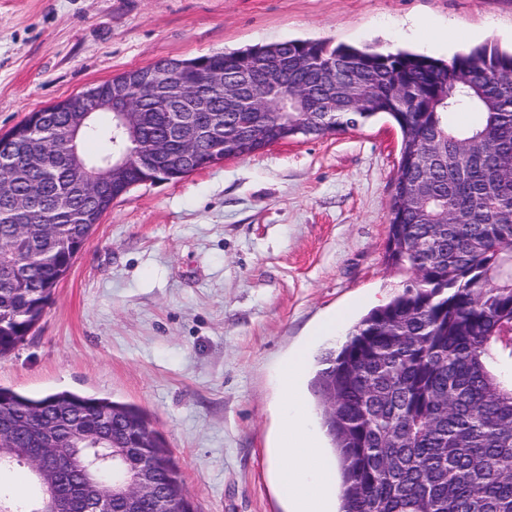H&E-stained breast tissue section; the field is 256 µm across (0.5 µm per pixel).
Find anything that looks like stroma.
I'll list each match as a JSON object with an SVG mask.
<instances>
[{
  "label": "stroma",
  "instance_id": "obj_1",
  "mask_svg": "<svg viewBox=\"0 0 512 512\" xmlns=\"http://www.w3.org/2000/svg\"><path fill=\"white\" fill-rule=\"evenodd\" d=\"M460 27L458 42L445 38ZM288 39L444 60L512 48V0H0V134L29 112L164 58ZM386 117L298 137L116 199L0 387L145 410L196 512H288L278 368L336 343L409 275L387 263L399 166Z\"/></svg>",
  "mask_w": 512,
  "mask_h": 512
}]
</instances>
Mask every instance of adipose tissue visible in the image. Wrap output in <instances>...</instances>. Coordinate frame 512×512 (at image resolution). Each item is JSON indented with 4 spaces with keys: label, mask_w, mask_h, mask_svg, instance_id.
Listing matches in <instances>:
<instances>
[{
    "label": "adipose tissue",
    "mask_w": 512,
    "mask_h": 512,
    "mask_svg": "<svg viewBox=\"0 0 512 512\" xmlns=\"http://www.w3.org/2000/svg\"><path fill=\"white\" fill-rule=\"evenodd\" d=\"M307 370L303 351H295L281 364V421L277 455L281 462L280 491L292 512H332L336 493L331 463L308 424L307 407L298 381Z\"/></svg>",
    "instance_id": "ef3b65f1"
}]
</instances>
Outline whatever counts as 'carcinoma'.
<instances>
[{
    "label": "carcinoma",
    "mask_w": 512,
    "mask_h": 512,
    "mask_svg": "<svg viewBox=\"0 0 512 512\" xmlns=\"http://www.w3.org/2000/svg\"><path fill=\"white\" fill-rule=\"evenodd\" d=\"M212 64L239 82L245 105L224 106L207 69L163 78V98L131 82L141 112L137 138L116 137L112 121L91 117L73 141L67 114L41 109L16 127L20 159L39 161L13 177L34 195L19 214L0 197V256L21 276L0 280V356L21 344L53 289L109 210L72 172L124 148L173 140L174 118L191 106L177 90L191 81L224 112V153L247 158L244 143L259 113L273 111L263 90L276 72L309 106L271 118L269 141L355 129L384 114L399 130L400 161L388 224L387 260L412 279L370 310L345 341L319 358L314 395L324 408L342 473L340 512H512V51L482 45L450 61L370 47L284 40L224 52ZM454 112L475 120L449 123ZM88 141L101 143L94 157ZM58 437L52 484L28 471L31 490L0 480V512H44L65 497L75 512H193L179 469L149 416L107 398L63 391L40 398L0 387V477L29 464Z\"/></svg>",
    "instance_id": "obj_1"
}]
</instances>
